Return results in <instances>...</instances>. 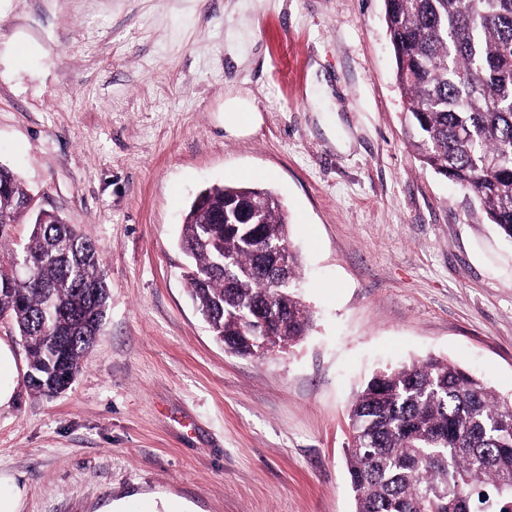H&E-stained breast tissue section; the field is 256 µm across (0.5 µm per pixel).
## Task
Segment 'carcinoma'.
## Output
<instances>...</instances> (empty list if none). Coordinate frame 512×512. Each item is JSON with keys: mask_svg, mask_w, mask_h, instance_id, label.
I'll return each instance as SVG.
<instances>
[{"mask_svg": "<svg viewBox=\"0 0 512 512\" xmlns=\"http://www.w3.org/2000/svg\"><path fill=\"white\" fill-rule=\"evenodd\" d=\"M405 120L422 166L465 194L468 210L512 241V0H384ZM187 210L181 247L196 278L189 294L234 353L287 348L312 327L292 291L300 257L289 250L288 287L274 285L265 246L288 242V213L269 188L211 186ZM28 190L0 167V313L27 359L28 385L65 391L102 331L108 287L92 241L59 216L35 215L28 242L14 225ZM31 260L29 273L13 259ZM234 261L224 273L223 257ZM265 318L258 327L257 315ZM347 453L354 512H512V397L448 360L428 357L372 377L351 402Z\"/></svg>", "mask_w": 512, "mask_h": 512, "instance_id": "cac0c4a2", "label": "carcinoma"}]
</instances>
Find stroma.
I'll list each match as a JSON object with an SVG mask.
<instances>
[{
    "label": "stroma",
    "mask_w": 512,
    "mask_h": 512,
    "mask_svg": "<svg viewBox=\"0 0 512 512\" xmlns=\"http://www.w3.org/2000/svg\"><path fill=\"white\" fill-rule=\"evenodd\" d=\"M404 111L384 0H0V163L110 289L72 386L0 408L22 512H354L348 410L376 371L434 356L512 396V243L422 168ZM232 183L285 203L314 318L262 357L214 340L179 245ZM224 110L225 112H232L242 117L235 125V128L238 129L248 127L255 118V109L252 103L247 99L238 97L228 99L224 102Z\"/></svg>",
    "instance_id": "obj_1"
}]
</instances>
